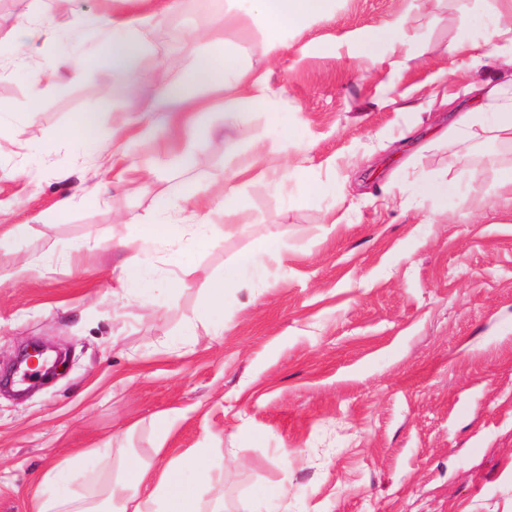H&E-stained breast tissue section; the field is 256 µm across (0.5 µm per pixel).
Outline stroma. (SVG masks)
<instances>
[{
	"instance_id": "obj_1",
	"label": "stroma",
	"mask_w": 512,
	"mask_h": 512,
	"mask_svg": "<svg viewBox=\"0 0 512 512\" xmlns=\"http://www.w3.org/2000/svg\"><path fill=\"white\" fill-rule=\"evenodd\" d=\"M503 7L331 0L271 61L256 28L225 23L234 0H180L143 61L191 91L197 61L222 45L267 73L279 96L242 108L234 134L245 148L264 137L289 177L237 180V214L211 215L229 232L202 248L184 237L176 269L126 218L153 212L160 186L209 191L229 178L223 96L207 93L201 112H152L119 72L62 66L32 82L45 58L97 52L96 22L130 6L73 0L65 14L55 0H0V121L27 142L0 140V376L36 341L66 356L26 396L0 388V512H32L42 478L80 450L60 494L97 490L129 453L155 464L198 448L205 464L184 477L205 483V500L223 495L224 512H512V195L493 190L512 148L474 157L476 213L430 197L389 210L400 190L382 188L393 168L383 145L410 128L426 149L402 150V185L462 178L454 146L427 129L441 94L497 76L493 62L473 73L454 48L486 41ZM24 16L58 31L40 53L12 41ZM384 25L398 41L367 61L365 39ZM88 115L113 140L102 174L91 142L58 136ZM20 168L28 178H14ZM98 182L99 201L55 217L58 199ZM327 182L335 194L318 192ZM268 239L281 248L225 295L223 329L187 335L225 268ZM118 241L135 247L113 251ZM29 254L41 272L16 275ZM128 258L148 259L151 303L116 287L112 267Z\"/></svg>"
}]
</instances>
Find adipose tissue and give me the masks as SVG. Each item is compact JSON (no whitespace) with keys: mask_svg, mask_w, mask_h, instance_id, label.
I'll return each mask as SVG.
<instances>
[{"mask_svg":"<svg viewBox=\"0 0 512 512\" xmlns=\"http://www.w3.org/2000/svg\"><path fill=\"white\" fill-rule=\"evenodd\" d=\"M131 3L134 14L113 21L108 46L98 55L78 60V67L130 70L146 41L141 22L161 19L177 6V0H131ZM244 3L241 22L261 30L264 52L273 58L287 48V32L303 31L312 17L327 13L330 0H244ZM469 58L474 68L489 59L512 68V4L499 14L484 44L470 47ZM194 82L205 89L220 88L224 94V117L230 122L247 103L273 93L266 74L254 71L223 47L198 65ZM132 90L149 92V109L153 112H196L202 107L198 97L171 83L161 71L147 76L133 73ZM441 104L448 109V124L439 128L437 138L441 141L450 138L460 145L461 165H468L476 144L512 145V78L500 83H469L464 101L447 96ZM182 203L196 207L197 223L178 222L175 212ZM210 213V207L198 205L195 190L168 189L160 193L157 217L148 223L147 231L166 245L192 235L204 246L220 230L219 225L210 223ZM278 249L277 241L266 240L239 254L212 289L208 301L210 312L222 314L225 291L244 287L261 271L265 257ZM205 455V449L201 448L179 462L154 466L131 454L126 457L120 476L106 482L90 497L65 500L39 491L34 496L33 509L34 512H223V499H215L210 507H203L198 488L183 477L186 468L200 467Z\"/></svg>","mask_w":512,"mask_h":512,"instance_id":"obj_1","label":"adipose tissue"}]
</instances>
